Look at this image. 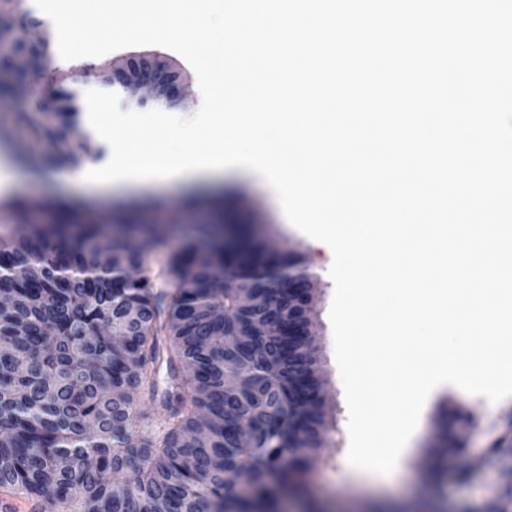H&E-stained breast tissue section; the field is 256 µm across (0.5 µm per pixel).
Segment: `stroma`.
Wrapping results in <instances>:
<instances>
[{"label":"stroma","instance_id":"obj_1","mask_svg":"<svg viewBox=\"0 0 512 512\" xmlns=\"http://www.w3.org/2000/svg\"><path fill=\"white\" fill-rule=\"evenodd\" d=\"M142 52L179 73L186 97L176 110L185 117L194 115L202 98L191 66L161 46L147 45ZM30 143L25 130L14 124L12 109L0 110V156L8 158L14 171V197L66 201L103 222L109 221L117 205L153 201V208L145 211L144 218L167 226V248L171 251L195 236L199 227L216 219L210 207L190 209L186 200L193 196L214 197L224 203L227 225H249L251 233L269 244L302 255L316 279L313 326L322 367L321 394L328 407L322 452L313 458L302 490L279 496V512H494L504 482L502 473L512 471V454L490 466L485 461V451L512 425L507 416L512 405L504 399L493 403L485 397L445 387L424 406L418 426L392 473L375 474L349 465L348 410L329 321L334 292L327 266L329 256L313 250L308 238L288 223L276 193L259 175L232 167L225 169L220 178L192 185L92 189L78 180L74 167L61 166L45 173L29 171L18 161L16 150ZM451 434L460 437V450L439 453V445Z\"/></svg>","mask_w":512,"mask_h":512}]
</instances>
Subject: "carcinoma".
Listing matches in <instances>:
<instances>
[{
  "label": "carcinoma",
  "instance_id": "1",
  "mask_svg": "<svg viewBox=\"0 0 512 512\" xmlns=\"http://www.w3.org/2000/svg\"><path fill=\"white\" fill-rule=\"evenodd\" d=\"M0 44L43 68L49 41L29 44L23 0H0ZM27 102L14 122L42 153L38 171L88 156L73 135L75 99L47 106L25 71L4 65L0 99ZM62 216L34 231L0 235V487L41 500L45 512H274L303 483L290 448L323 447L317 360L298 336L267 334L288 318V288L257 240L188 241L155 266L167 229L134 225L108 238L60 202ZM36 266L30 283L13 270ZM165 363L167 387L157 388ZM146 393L155 406L138 408ZM252 427L240 447L238 426Z\"/></svg>",
  "mask_w": 512,
  "mask_h": 512
}]
</instances>
